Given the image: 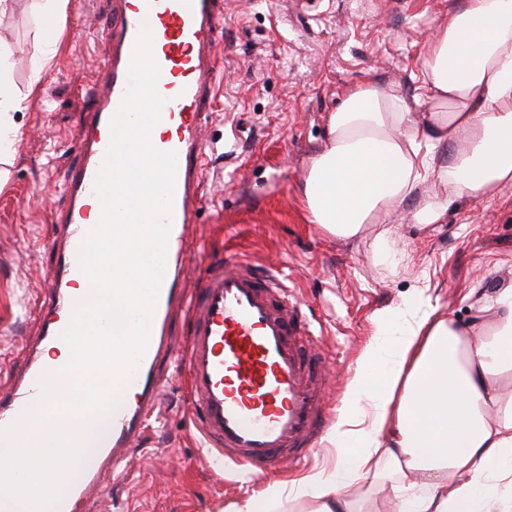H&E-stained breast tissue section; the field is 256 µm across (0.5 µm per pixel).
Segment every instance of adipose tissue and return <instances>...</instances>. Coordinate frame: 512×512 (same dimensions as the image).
I'll use <instances>...</instances> for the list:
<instances>
[{
    "instance_id": "ef3b65f1",
    "label": "adipose tissue",
    "mask_w": 512,
    "mask_h": 512,
    "mask_svg": "<svg viewBox=\"0 0 512 512\" xmlns=\"http://www.w3.org/2000/svg\"><path fill=\"white\" fill-rule=\"evenodd\" d=\"M23 101L0 65V159L14 153ZM302 196L311 223L344 241L373 231L397 251L396 216L427 227L446 208L424 193L488 201L512 188V0H460L428 41L413 99L357 86L328 116ZM470 317L439 313L423 292L379 311L376 338L349 381L350 403L326 438L331 469L272 481L226 512H504L512 489V281L470 292Z\"/></svg>"
}]
</instances>
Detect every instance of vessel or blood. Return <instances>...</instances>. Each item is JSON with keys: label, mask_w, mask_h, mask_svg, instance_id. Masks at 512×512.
I'll list each match as a JSON object with an SVG mask.
<instances>
[{"label": "vessel or blood", "mask_w": 512, "mask_h": 512, "mask_svg": "<svg viewBox=\"0 0 512 512\" xmlns=\"http://www.w3.org/2000/svg\"><path fill=\"white\" fill-rule=\"evenodd\" d=\"M223 19V0H121L118 19L105 32L112 54L103 62L98 105L88 115L81 144L84 163L60 182L69 206L56 219L61 227L59 271L42 289L49 317L41 335L26 345L24 365L15 371L12 387L0 390V429L38 398L44 373L61 371L45 360L44 352L62 340V318L75 302L72 285L88 278L78 250L103 215L94 183L111 141L110 122L126 92L135 44L145 30L160 71L157 91L165 100L158 123L163 133L152 143L177 157L171 229L147 344L125 380L136 398L111 416L107 441L94 448L92 461L83 462L59 512H77L103 495L140 444L142 423L158 409L164 392L156 363L176 346L167 334L174 312L192 321L183 363L204 468L220 472L230 462L274 474L293 467L306 458L326 419L327 361L318 350L300 344L309 325L275 266L260 270L228 253L211 264L195 288L181 284L184 240L206 203L211 146L201 131L224 76L216 40Z\"/></svg>", "instance_id": "b4317fda"}]
</instances>
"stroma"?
Returning a JSON list of instances; mask_svg holds the SVG:
<instances>
[{
    "mask_svg": "<svg viewBox=\"0 0 512 512\" xmlns=\"http://www.w3.org/2000/svg\"><path fill=\"white\" fill-rule=\"evenodd\" d=\"M457 0H224L216 34L223 89L209 107L204 137L209 206L187 246L191 273L233 249L256 265L276 264L294 286L314 340L333 365L329 424L349 400L348 383L381 309L404 307L426 287L441 313L469 317L471 289L492 292L512 272V189L488 202L449 200L440 224H393L403 251L380 264L371 237L345 242L310 223L302 185L325 141L326 117L366 82L413 97L429 35ZM118 0H68L54 59L39 37L35 0L0 14V57L27 107L16 113V151L0 177V387L9 386L16 352L37 336L32 308L51 276L55 215L68 199L59 177L83 161L80 150L95 100L88 88L112 47L103 30ZM165 396L145 447L127 461L130 477L92 503V512H224L268 481L228 465L216 475L199 464L184 370L162 364Z\"/></svg>",
    "mask_w": 512,
    "mask_h": 512,
    "instance_id": "stroma-1",
    "label": "stroma"
}]
</instances>
